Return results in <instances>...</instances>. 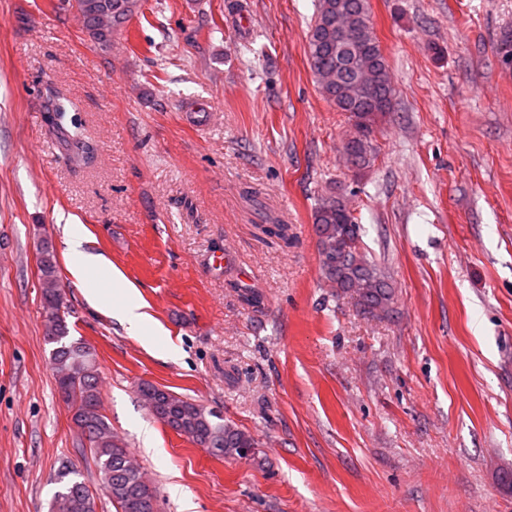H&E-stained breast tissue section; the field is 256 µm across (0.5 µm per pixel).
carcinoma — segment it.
<instances>
[{
    "label": "carcinoma",
    "instance_id": "cac0c4a2",
    "mask_svg": "<svg viewBox=\"0 0 512 512\" xmlns=\"http://www.w3.org/2000/svg\"><path fill=\"white\" fill-rule=\"evenodd\" d=\"M68 9L80 17L91 39L102 47L112 45L113 35L123 30L141 9V0H67ZM500 60L510 59L512 31L501 33L495 47ZM307 52L317 82L340 112L348 114L355 134L343 144L347 160L357 169L369 167L376 157L373 136L380 117L388 113L393 87L388 64L374 33L369 0H319L317 16L308 34ZM376 70L371 90L351 100L336 82L348 85L358 61ZM70 101L51 90L45 108L48 124L64 129ZM68 159L84 162L91 154L88 142L75 130L68 136ZM322 274L333 295L356 293L355 302L364 314L384 315L393 301L388 279L361 247V227L347 204L329 195L314 211ZM39 273L45 317V336L54 345L52 362L57 389L74 411L73 419L84 433L100 480L117 504L118 512H157L155 490L139 469L129 468L130 453L112 433L101 413L96 354L81 339L69 336L64 293L51 241L39 246ZM139 392L151 414L180 435L191 438L215 457L233 458L241 448H254L255 440L218 413L193 400L179 397L144 382ZM80 474L65 465L64 480L49 504V512H96L95 500Z\"/></svg>",
    "mask_w": 512,
    "mask_h": 512
}]
</instances>
